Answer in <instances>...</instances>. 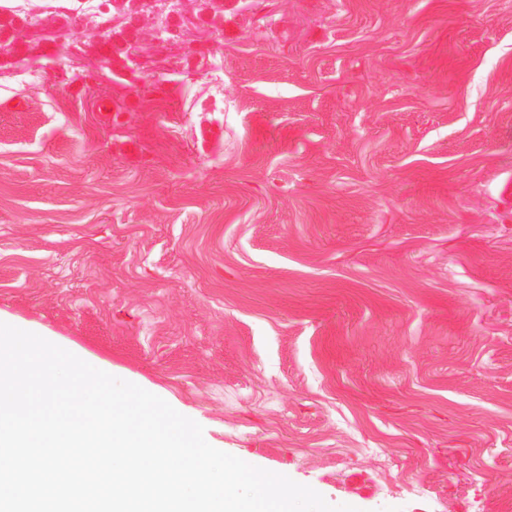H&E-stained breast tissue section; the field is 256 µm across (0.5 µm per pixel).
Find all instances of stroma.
Returning a JSON list of instances; mask_svg holds the SVG:
<instances>
[{
    "label": "stroma",
    "mask_w": 512,
    "mask_h": 512,
    "mask_svg": "<svg viewBox=\"0 0 512 512\" xmlns=\"http://www.w3.org/2000/svg\"><path fill=\"white\" fill-rule=\"evenodd\" d=\"M209 28L203 72L114 84L84 18L0 74V310L329 504L512 512V0Z\"/></svg>",
    "instance_id": "stroma-1"
}]
</instances>
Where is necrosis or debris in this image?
Returning a JSON list of instances; mask_svg holds the SVG:
<instances>
[{"label":"necrosis or debris","mask_w":512,"mask_h":512,"mask_svg":"<svg viewBox=\"0 0 512 512\" xmlns=\"http://www.w3.org/2000/svg\"><path fill=\"white\" fill-rule=\"evenodd\" d=\"M224 11V0H204L202 8L187 11L185 0H0V69L20 72L14 40L19 33H45L44 41L28 44L31 52L45 51L47 45L70 40L76 22L85 17L99 23L124 16L126 29H133L139 19L151 18L155 41L163 44L177 39L187 50L189 59L207 58L211 42L204 27L209 16ZM52 15L57 25L44 31V15Z\"/></svg>","instance_id":"4bbe7bcc"}]
</instances>
